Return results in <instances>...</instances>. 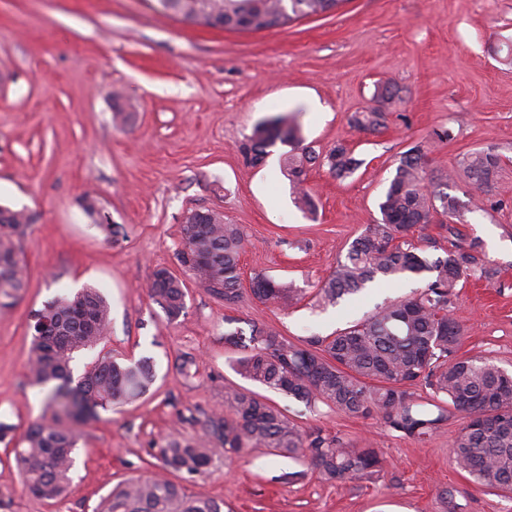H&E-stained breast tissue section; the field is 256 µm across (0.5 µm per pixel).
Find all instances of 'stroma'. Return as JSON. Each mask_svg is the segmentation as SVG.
<instances>
[{
    "instance_id": "stroma-1",
    "label": "stroma",
    "mask_w": 512,
    "mask_h": 512,
    "mask_svg": "<svg viewBox=\"0 0 512 512\" xmlns=\"http://www.w3.org/2000/svg\"><path fill=\"white\" fill-rule=\"evenodd\" d=\"M511 48L512 0H346L336 12L261 32L189 25L150 0H0V205L37 217L22 241L28 285L0 310V421L23 430L49 413L45 391L28 380L29 324L62 293L94 287L111 306L109 336L75 353L74 374L107 354L152 357L157 371L149 394L81 425L59 500L28 494L0 444V512H95L119 481L158 471L170 437L202 438L208 416L225 409V388L246 384L225 332L258 323L293 342L327 336L423 288L425 276L410 275L336 307L315 298L352 240L380 220L400 155L417 142L433 178L474 150L502 156L481 200L465 176L448 187L459 200L458 244L479 240L497 271L489 282L465 280L450 312L465 330L463 353L512 372ZM385 81L399 88L386 128H354L351 116ZM116 92L130 114L123 125L112 120ZM278 112L295 115L317 151L342 143L361 162L344 177L309 167L313 211L293 202L283 146L258 167L241 157L253 126ZM440 130L449 138L435 139ZM88 194L119 225L115 241L83 210ZM193 208L244 229L235 303L198 288L177 263ZM160 266L186 284L185 313L173 320L145 288ZM259 273L301 288V301L286 313L261 303L251 292ZM186 356L194 375L179 368ZM264 396L305 430L376 448L380 471L329 483L304 459L252 448L172 481L223 501L224 512H512V495L456 469L450 443L461 415L418 441L376 417Z\"/></svg>"
}]
</instances>
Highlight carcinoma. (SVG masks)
Segmentation results:
<instances>
[{"label":"carcinoma","mask_w":512,"mask_h":512,"mask_svg":"<svg viewBox=\"0 0 512 512\" xmlns=\"http://www.w3.org/2000/svg\"><path fill=\"white\" fill-rule=\"evenodd\" d=\"M346 0H171L172 14L197 26L238 32L283 27L295 20L334 12ZM398 89L388 82L375 86L374 105L352 116L360 129L376 131L385 125L386 109ZM283 153V172L291 184L294 203L312 210L304 188L307 165L319 153L303 144L295 116L276 113L257 123L241 146L245 162L257 167L276 143ZM338 176L359 165L347 147L338 143L322 157ZM475 191L489 186L501 167V157L488 147L460 161ZM455 174L438 180L426 175L424 146L402 153L379 203L381 219L355 238L344 259L317 292L318 302L334 305L355 295L377 279L394 281L405 275H428L414 296L378 307L364 321L294 343L266 324L249 331L224 333V343L240 349L235 371L242 378L280 392L310 407L318 402L336 410L376 416L389 429L409 438L438 433L451 415H463L452 454L457 468L487 489L512 494V373L483 357L460 353L464 329L449 315L448 304L470 275L492 280L497 271L481 254V244L452 245L443 255L429 258L410 241L419 224L439 210L448 218L458 214V199L448 193ZM177 260L191 272L198 287L227 303L239 296V257L245 240L236 224L209 209H190ZM33 216L0 205V308L11 306L27 284L26 264L19 263L21 240ZM252 294L286 311L300 299L293 284L254 277ZM149 297L170 318L185 309L184 282L166 268L154 271ZM111 309L95 288H82L53 298L33 314L50 317L55 326L47 335H32L29 380L47 389L51 417L31 424L13 452L25 487L34 497L51 501L67 491L78 433L72 422L98 416L117 404L146 394L155 381L153 358L142 356L123 363L108 355L99 358L79 378L70 367L73 354L100 343L111 330ZM421 386L425 394L414 391ZM231 414H215L209 432L196 442L169 439L159 448L163 472L131 478L102 500L99 512H224V503L190 494L165 476L173 470L190 476L207 472L214 457L238 455L250 448H268L277 455L302 456L327 482H344L371 475L382 467L373 448H350L337 436L305 431L281 409L243 388L224 391Z\"/></svg>","instance_id":"cac0c4a2"}]
</instances>
